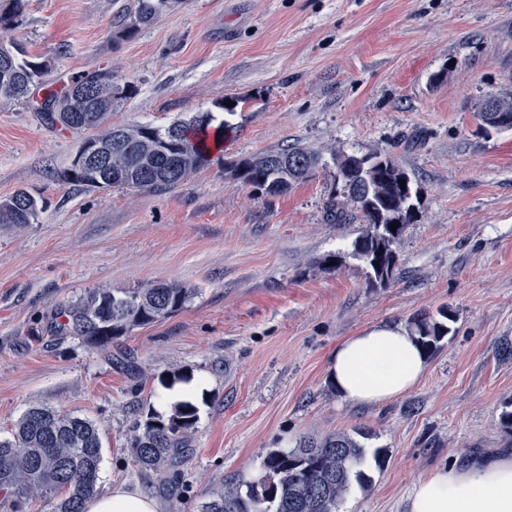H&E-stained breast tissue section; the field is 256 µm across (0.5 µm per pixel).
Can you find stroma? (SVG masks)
Returning a JSON list of instances; mask_svg holds the SVG:
<instances>
[{
	"instance_id": "obj_1",
	"label": "stroma",
	"mask_w": 512,
	"mask_h": 512,
	"mask_svg": "<svg viewBox=\"0 0 512 512\" xmlns=\"http://www.w3.org/2000/svg\"><path fill=\"white\" fill-rule=\"evenodd\" d=\"M134 5L23 0L0 39L45 61L57 92L111 68L131 88L114 124L209 114L224 138L172 191L89 189L62 178L81 134L47 125L36 101L0 106V199L24 189L46 203L34 223L0 224V437L36 403L88 416L100 486L137 488L160 512H197L308 435L364 429L391 452L338 512H407L433 468L512 449L500 426L512 400V130L474 117L512 94V0H175L127 35L118 18ZM287 146L322 161L283 194L230 172ZM339 152L396 156L420 188L387 286L370 287L351 255L362 224L324 214ZM332 253L342 266L322 269ZM155 281L197 293L106 348L55 334L68 301ZM442 307L456 320L413 390L381 405L340 398L328 366L342 339ZM174 381L204 387L190 453L163 483L129 448Z\"/></svg>"
}]
</instances>
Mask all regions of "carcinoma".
Instances as JSON below:
<instances>
[{"mask_svg":"<svg viewBox=\"0 0 512 512\" xmlns=\"http://www.w3.org/2000/svg\"><path fill=\"white\" fill-rule=\"evenodd\" d=\"M171 0H138L134 15L123 27L132 34L150 24ZM47 64L31 57L20 45L0 41V103L28 98L43 85ZM112 69L101 68L71 81L62 92H48L39 105L44 121L71 132L96 131L101 142L121 140V149L109 156L103 176L107 187L157 193L176 188L188 173L207 162L210 120L191 118L166 128L138 125L107 126L114 107ZM81 95L87 112H71L74 95ZM499 112L477 109L479 128L512 130V95L498 99ZM278 162L271 169L261 157L232 166L234 176L266 195L284 193L307 179L318 167L319 152L286 147L268 153ZM343 195L328 199L327 220L364 226L352 253L364 255L368 283L387 286L395 276L397 247L405 226L416 217L414 200L419 188L391 157H374L361 166L356 155H335ZM44 202L26 190L0 200V224H31ZM396 230H391V226ZM196 289L174 282H158L125 291L93 290L68 303L65 321L55 326L90 348L104 347L112 339L148 326L183 309ZM455 314L448 308L409 321L408 330L426 353L435 352L451 332ZM197 423V409L189 401L173 404L163 415L150 410L138 421L130 445L135 466L159 478L176 470L186 458ZM365 431H346L305 437L290 449L272 448L263 461L264 475L256 480L230 482L206 495L199 512H337L348 490L363 491L373 484L372 470L385 468L390 455L385 447L368 448ZM103 443L96 424L73 412L37 403L31 405L0 438V491L9 494L12 512H23L33 499H49L52 512H83L84 501L97 491Z\"/></svg>","mask_w":512,"mask_h":512,"instance_id":"carcinoma-1","label":"carcinoma"}]
</instances>
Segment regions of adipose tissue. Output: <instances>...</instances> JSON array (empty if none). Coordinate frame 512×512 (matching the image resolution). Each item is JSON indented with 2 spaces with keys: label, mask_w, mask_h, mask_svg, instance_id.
I'll use <instances>...</instances> for the list:
<instances>
[{
  "label": "adipose tissue",
  "mask_w": 512,
  "mask_h": 512,
  "mask_svg": "<svg viewBox=\"0 0 512 512\" xmlns=\"http://www.w3.org/2000/svg\"><path fill=\"white\" fill-rule=\"evenodd\" d=\"M427 355L403 327L374 325L341 341L331 360V381L346 401L377 405L411 391ZM83 512H159L157 502L122 485L88 499ZM408 512H512V454L457 459L414 486Z\"/></svg>",
  "instance_id": "ef3b65f1"
}]
</instances>
